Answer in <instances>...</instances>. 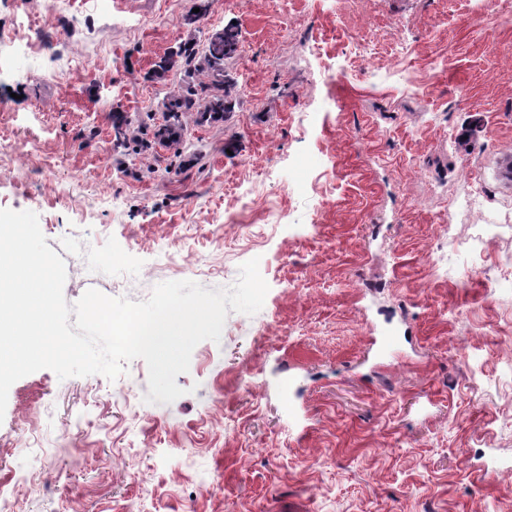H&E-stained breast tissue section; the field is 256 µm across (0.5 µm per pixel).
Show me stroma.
<instances>
[{"label": "stroma", "instance_id": "1", "mask_svg": "<svg viewBox=\"0 0 512 512\" xmlns=\"http://www.w3.org/2000/svg\"><path fill=\"white\" fill-rule=\"evenodd\" d=\"M226 28L229 112L117 140L113 106L161 122L158 63ZM0 32V209L37 214L67 303L254 258L268 285L172 403L140 358L16 381L19 512H512V25L479 0H0Z\"/></svg>", "mask_w": 512, "mask_h": 512}]
</instances>
